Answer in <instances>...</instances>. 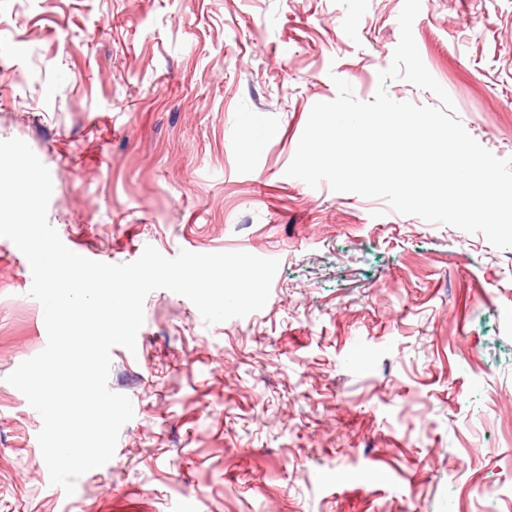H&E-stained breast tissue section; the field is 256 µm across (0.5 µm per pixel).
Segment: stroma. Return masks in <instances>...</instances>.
I'll use <instances>...</instances> for the list:
<instances>
[{
	"mask_svg": "<svg viewBox=\"0 0 512 512\" xmlns=\"http://www.w3.org/2000/svg\"><path fill=\"white\" fill-rule=\"evenodd\" d=\"M403 2L0 0V140L49 169L71 251L279 261L241 318L147 296L135 351H111L134 417L60 498L6 381L47 331L0 237V512H512V249L285 174L335 79L373 98ZM413 35L511 157L512 0H421Z\"/></svg>",
	"mask_w": 512,
	"mask_h": 512,
	"instance_id": "35a3bbf8",
	"label": "stroma"
}]
</instances>
